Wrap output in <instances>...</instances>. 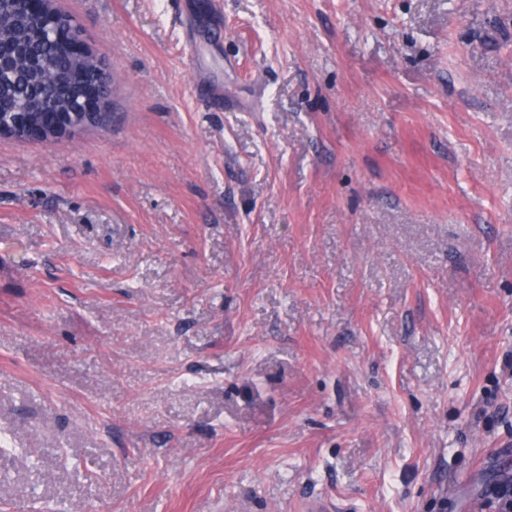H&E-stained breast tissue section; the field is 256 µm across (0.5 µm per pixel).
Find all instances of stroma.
<instances>
[{
  "instance_id": "obj_1",
  "label": "stroma",
  "mask_w": 512,
  "mask_h": 512,
  "mask_svg": "<svg viewBox=\"0 0 512 512\" xmlns=\"http://www.w3.org/2000/svg\"><path fill=\"white\" fill-rule=\"evenodd\" d=\"M58 6L111 118L0 137V512H496L512 0Z\"/></svg>"
}]
</instances>
